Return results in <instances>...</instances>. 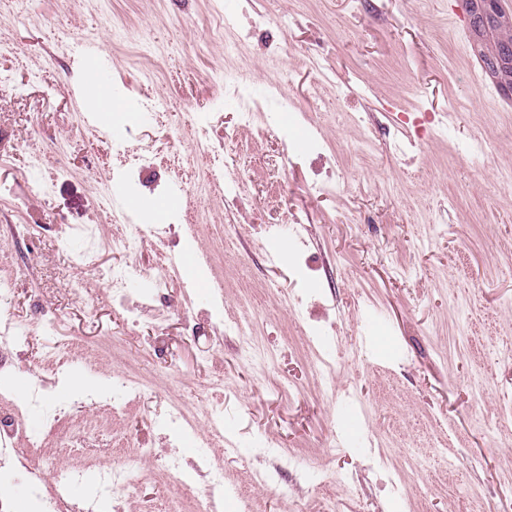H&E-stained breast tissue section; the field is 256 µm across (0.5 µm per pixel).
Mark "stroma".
Here are the masks:
<instances>
[{
  "instance_id": "1",
  "label": "stroma",
  "mask_w": 512,
  "mask_h": 512,
  "mask_svg": "<svg viewBox=\"0 0 512 512\" xmlns=\"http://www.w3.org/2000/svg\"><path fill=\"white\" fill-rule=\"evenodd\" d=\"M501 35L476 33L463 0H34L21 19L0 4L15 47L0 55V309L28 338L0 385L75 400L137 377L146 392L120 420L73 411L86 430L71 446L101 463L118 437L198 455L195 437L176 448L153 427L159 407L222 410L208 454L235 487L224 512L244 495L260 512H512V361L495 355L512 344V196L495 188L512 172V96L486 65ZM98 58L121 122L87 92ZM160 98L165 126L139 113ZM199 129L237 169L238 199L211 191L223 173L194 160ZM117 139L156 154L130 189ZM104 186L116 210L167 207L141 216L158 235L135 255L108 246L120 227L98 208ZM162 250L180 276L131 323L112 271L164 275ZM219 308L250 312L267 379ZM263 444L287 453L291 496L247 484L273 468ZM317 469L342 476L330 495Z\"/></svg>"
}]
</instances>
